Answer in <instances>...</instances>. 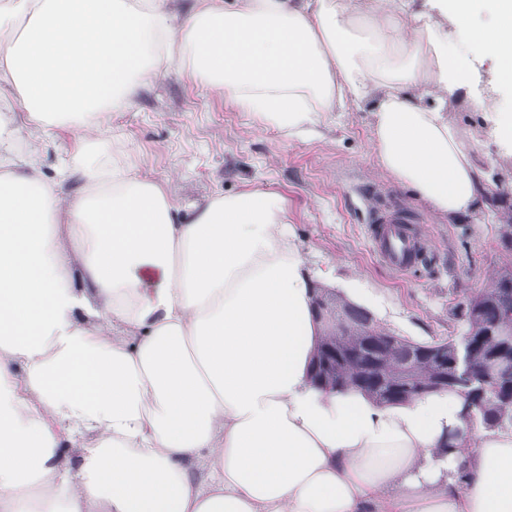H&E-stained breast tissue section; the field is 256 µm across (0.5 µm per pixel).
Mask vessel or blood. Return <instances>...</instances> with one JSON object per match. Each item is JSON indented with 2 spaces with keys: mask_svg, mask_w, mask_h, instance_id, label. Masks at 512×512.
I'll return each instance as SVG.
<instances>
[{
  "mask_svg": "<svg viewBox=\"0 0 512 512\" xmlns=\"http://www.w3.org/2000/svg\"><path fill=\"white\" fill-rule=\"evenodd\" d=\"M368 234L375 255L397 273L410 271L424 257L412 219L402 210L393 208L373 211Z\"/></svg>",
  "mask_w": 512,
  "mask_h": 512,
  "instance_id": "obj_1",
  "label": "vessel or blood"
}]
</instances>
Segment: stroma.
Wrapping results in <instances>:
<instances>
[{
    "label": "stroma",
    "instance_id": "stroma-1",
    "mask_svg": "<svg viewBox=\"0 0 512 512\" xmlns=\"http://www.w3.org/2000/svg\"><path fill=\"white\" fill-rule=\"evenodd\" d=\"M460 68L466 84L449 98L448 115L486 191L475 211L452 220L379 167L371 114L352 102L324 113L315 133L291 137L259 125L234 99L175 64L113 113L110 126L140 173L166 182L179 207L216 193L276 192L310 267L323 273L320 287L347 300L348 282L359 281L361 306L379 328L416 340L453 338L460 334L455 305L512 265V248L501 241L512 215V149L494 137L488 108L493 98L512 107V95L498 86L491 60L470 55ZM360 189L368 201H359ZM373 204L412 215L427 242V262L401 275L373 255L366 235Z\"/></svg>",
    "mask_w": 512,
    "mask_h": 512
}]
</instances>
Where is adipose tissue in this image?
<instances>
[{"label": "adipose tissue", "instance_id": "adipose-tissue-1", "mask_svg": "<svg viewBox=\"0 0 512 512\" xmlns=\"http://www.w3.org/2000/svg\"><path fill=\"white\" fill-rule=\"evenodd\" d=\"M175 2L0 0V512H512L511 431L444 449L459 395L312 384L319 274L280 196L180 210L105 126L175 63L291 136L368 100L381 167L465 215L482 174L419 100L474 50L512 87V0ZM78 138L73 130H57L53 132L54 146L44 150L41 154V170L46 177H53L64 153L71 149Z\"/></svg>", "mask_w": 512, "mask_h": 512}]
</instances>
